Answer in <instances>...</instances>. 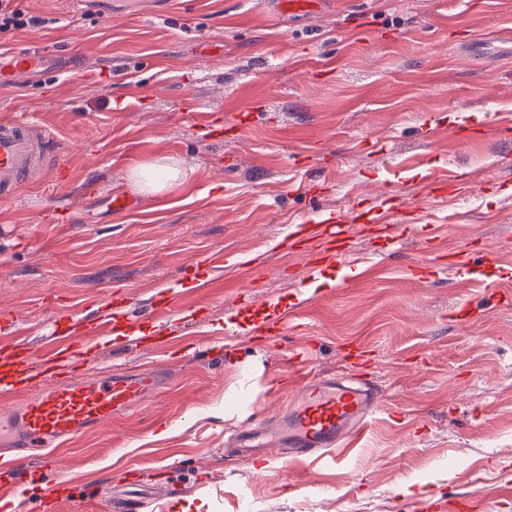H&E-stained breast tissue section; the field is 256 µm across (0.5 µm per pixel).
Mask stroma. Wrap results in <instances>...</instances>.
Wrapping results in <instances>:
<instances>
[{"label": "stroma", "instance_id": "35a3bbf8", "mask_svg": "<svg viewBox=\"0 0 512 512\" xmlns=\"http://www.w3.org/2000/svg\"><path fill=\"white\" fill-rule=\"evenodd\" d=\"M12 5L50 23L0 32V48L38 44L48 58L0 88V119L47 128L59 165L0 199V312L19 313L41 351L56 316L86 320L105 293L133 313L165 289L180 304L173 346L97 338V371L160 362L171 384L73 441L57 482L96 483L105 502L130 474L151 489L174 463L184 491L168 512H243V494L244 512H417L440 497L512 512V136L496 134L512 125V0H333L312 19L273 16L267 0H147L121 16L112 0ZM464 125L484 132L449 141ZM159 157L185 181L113 212L107 192ZM438 175L461 176L463 200L429 195ZM393 194L398 222L368 223ZM338 214L355 218L370 274L344 284L278 251L301 217ZM431 232L438 254L479 245L499 259L420 280ZM231 255L259 270L242 283L248 301L233 284L194 288L201 261ZM469 301L477 321L453 323ZM297 305L279 343L254 334ZM355 343L385 409L350 456L225 457L234 430L293 394L295 354L332 374Z\"/></svg>", "mask_w": 512, "mask_h": 512}]
</instances>
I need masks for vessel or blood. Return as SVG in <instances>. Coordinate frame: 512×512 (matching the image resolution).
<instances>
[{"label": "vessel or blood", "mask_w": 512, "mask_h": 512, "mask_svg": "<svg viewBox=\"0 0 512 512\" xmlns=\"http://www.w3.org/2000/svg\"><path fill=\"white\" fill-rule=\"evenodd\" d=\"M325 0H276L277 14L312 16ZM44 51L30 46L14 52L4 69L27 73L38 69ZM57 163L51 137L43 126L25 119L0 121V197L13 195L23 184L38 182ZM352 227L345 217L294 236L290 247L303 254L311 271L328 265L357 269L347 242ZM102 315L94 330L109 337L143 341L142 324L134 315L115 314L111 299H103ZM53 339L44 352L22 342H0V390L31 391L21 408L0 409V459L11 479L0 484V502L9 501L15 485H37L33 512H53L60 488L53 479L56 452L65 442L110 422L139 405L166 383L163 368L90 373L74 377L84 366L91 345L73 326L54 322ZM298 398L278 417L274 431L257 425L237 433L232 447L241 455H255L267 444L282 448L287 459L308 465L349 456L357 447L367 422L382 409V397L361 374L343 376L297 369Z\"/></svg>", "instance_id": "1"}]
</instances>
